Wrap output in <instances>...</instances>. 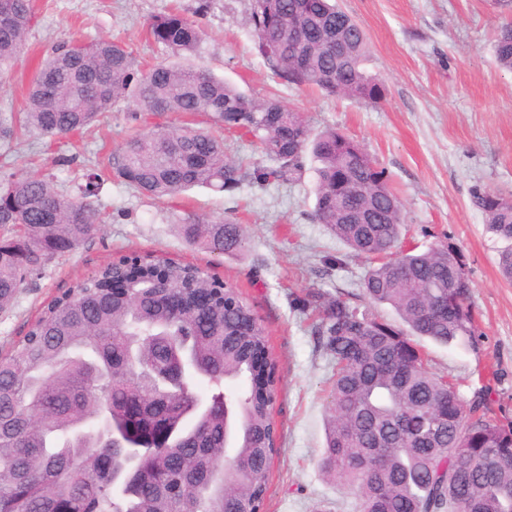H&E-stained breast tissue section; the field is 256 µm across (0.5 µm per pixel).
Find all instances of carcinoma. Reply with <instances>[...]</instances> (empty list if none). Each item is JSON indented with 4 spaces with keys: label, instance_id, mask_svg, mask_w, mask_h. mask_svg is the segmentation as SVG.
Segmentation results:
<instances>
[{
    "label": "carcinoma",
    "instance_id": "obj_1",
    "mask_svg": "<svg viewBox=\"0 0 512 512\" xmlns=\"http://www.w3.org/2000/svg\"><path fill=\"white\" fill-rule=\"evenodd\" d=\"M33 20L31 0H0V77L11 73ZM248 23L256 50L276 76L328 96L376 104L385 87L367 75L369 47L360 25L336 0H251ZM148 39L176 57L199 53L202 26L179 12L153 17ZM494 55L512 71V21L497 34ZM130 99L142 114L203 115L130 137L112 170L144 194L175 196L194 187L230 195L244 184L265 188L300 178L305 155L317 176L313 221L350 252L370 260L358 301L328 299L311 289L297 299L315 315L317 342L333 361L326 398V448L319 463L329 479L357 496L358 512H512V422L496 418L479 391L464 404L458 385L426 368L420 341L474 343L477 316L459 250L400 247L404 204L386 171L349 135L315 133L277 99L255 101L201 67L158 64L144 72L120 40L61 46L30 82L24 129L63 138ZM254 142L261 159L227 157L213 127ZM473 205L497 239L501 276L512 282V202L480 186ZM91 190L72 197L50 182L9 175L0 182V308L53 258L97 229ZM178 234L190 246L240 256L250 239L226 218L187 216ZM215 286L190 264L166 267L159 283L133 289L122 303L82 279L47 307L11 353L0 356V512H260L277 428L267 390L248 386V351L267 347L261 323L233 286L203 306L176 314L160 300L169 290ZM388 305L400 324L374 316ZM186 358L180 387L166 408L169 442L145 458L112 447V426L126 422L128 400L156 391L154 373ZM235 391L224 392V381ZM207 382L201 396L195 383ZM240 424L224 459V413Z\"/></svg>",
    "mask_w": 512,
    "mask_h": 512
}]
</instances>
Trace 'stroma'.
<instances>
[{"label":"stroma","instance_id":"obj_1","mask_svg":"<svg viewBox=\"0 0 512 512\" xmlns=\"http://www.w3.org/2000/svg\"><path fill=\"white\" fill-rule=\"evenodd\" d=\"M250 0H209L200 20L205 37L189 63L210 69L251 99L275 98L299 112L314 131L338 129L357 140L391 176L406 211L404 248L452 243L463 256L478 314L476 345L422 341L427 369L455 380L464 401L481 387L499 418L512 421V282L497 266L501 241L488 232L471 202L480 185L512 194V72L500 68L493 42L504 15L497 0H339L364 29L369 75L385 84L378 104L328 97L283 82L254 49ZM35 20L25 52L0 79V116L13 135H0V173L51 181L67 194L100 175L101 222L75 251L53 259L0 309V351L26 335L55 298L76 281L124 256L171 260L200 267L232 284L267 332L277 364L272 406L279 452L268 473L264 512H355L352 490L324 480L325 396L332 360L320 348L308 313L295 300L308 289L333 298L359 293L368 267L323 225L312 221L316 176L305 159L300 179L265 188L244 186L233 197L196 187L153 198L114 177L111 160L130 135L179 123L178 115L130 120L126 103L90 127L61 139L24 133L26 87L56 46L122 37L138 64L170 61L164 45L146 41V23L179 8L193 16L199 0H32ZM247 226L245 256H215L191 248L176 223L187 215Z\"/></svg>","mask_w":512,"mask_h":512}]
</instances>
